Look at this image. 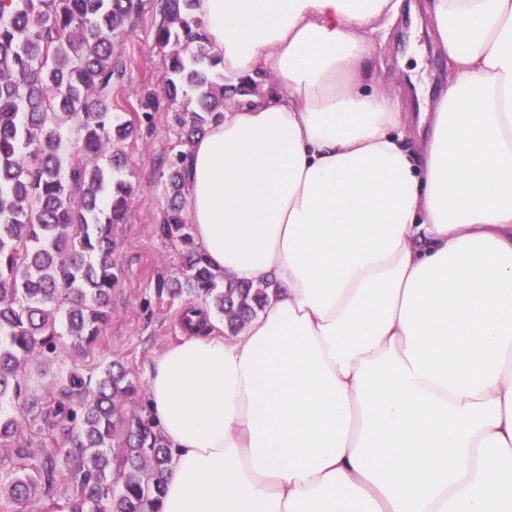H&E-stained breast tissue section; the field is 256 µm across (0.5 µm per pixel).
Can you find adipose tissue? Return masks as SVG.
<instances>
[{"label": "adipose tissue", "mask_w": 512, "mask_h": 512, "mask_svg": "<svg viewBox=\"0 0 512 512\" xmlns=\"http://www.w3.org/2000/svg\"><path fill=\"white\" fill-rule=\"evenodd\" d=\"M402 4L197 0L260 85L192 144L185 211L279 289L234 335L186 307L153 357L155 512H512V0H428L448 89L417 119L371 74Z\"/></svg>", "instance_id": "adipose-tissue-1"}]
</instances>
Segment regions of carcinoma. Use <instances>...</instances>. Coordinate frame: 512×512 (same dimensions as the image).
<instances>
[{
    "instance_id": "obj_1",
    "label": "carcinoma",
    "mask_w": 512,
    "mask_h": 512,
    "mask_svg": "<svg viewBox=\"0 0 512 512\" xmlns=\"http://www.w3.org/2000/svg\"><path fill=\"white\" fill-rule=\"evenodd\" d=\"M196 0H163L155 44L165 52L161 91L137 94L139 109L158 93L175 103L193 94L196 109L177 116L186 142L224 118L226 94L256 92L258 82L224 83L221 60L191 28ZM143 0H0V400L21 394L23 370L57 352L67 336L90 353L112 317V229L126 214L130 187L117 147L135 133L112 115L113 87L126 65L113 41L138 18ZM74 130L75 139L63 131ZM106 157L108 166L82 157ZM187 152L168 166L162 236L181 248L173 297L204 299L236 333L268 301L272 282H238L213 271L183 212ZM61 396L44 420L65 432V446L33 456L13 447L22 416H0V512H149L164 491L171 454L152 422L123 416L117 401L138 393L121 364L109 362L95 387L77 370L60 373ZM119 451L112 452L117 430ZM57 484L68 495L50 496Z\"/></svg>"
}]
</instances>
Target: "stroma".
Wrapping results in <instances>:
<instances>
[{"mask_svg": "<svg viewBox=\"0 0 512 512\" xmlns=\"http://www.w3.org/2000/svg\"><path fill=\"white\" fill-rule=\"evenodd\" d=\"M426 0H403L400 17L373 37V66L377 80L400 94L406 111H431L448 88V57L444 53ZM160 0H143V9L128 34L118 38L117 52L129 65L114 93L115 105L135 104L136 89L160 88L166 74L163 53L154 44ZM181 104L161 101L151 118L138 121L136 132L122 149L124 177L132 186V202L123 224L115 229L117 246L112 258L119 281L112 290V319L92 356L64 350L46 369L30 368L20 399L0 404V413L19 414L23 404H43L56 393L54 374L78 370L95 379L99 367L112 360L123 363L138 385H148L152 357L178 342L182 300L161 292L160 280L180 275V249L161 237L159 217L167 203V159L178 149L182 131L175 114Z\"/></svg>", "mask_w": 512, "mask_h": 512, "instance_id": "35a3bbf8", "label": "stroma"}]
</instances>
